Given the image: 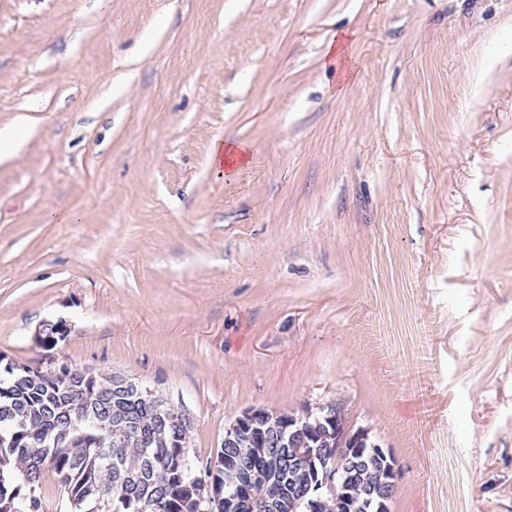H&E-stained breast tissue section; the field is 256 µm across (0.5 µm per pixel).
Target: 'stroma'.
<instances>
[{
	"mask_svg": "<svg viewBox=\"0 0 512 512\" xmlns=\"http://www.w3.org/2000/svg\"><path fill=\"white\" fill-rule=\"evenodd\" d=\"M21 114L1 357L155 390L202 464L246 409L335 404L389 512H512V0H0ZM349 41V36L343 32H336L333 35L330 42L327 44L324 53V63L325 65H339L343 64L346 66L347 74L353 72V66L349 62V57L347 54V45ZM250 153V147L245 143L221 141L213 144L209 159L215 168H224V175L227 177L247 161Z\"/></svg>",
	"mask_w": 512,
	"mask_h": 512,
	"instance_id": "1",
	"label": "stroma"
}]
</instances>
